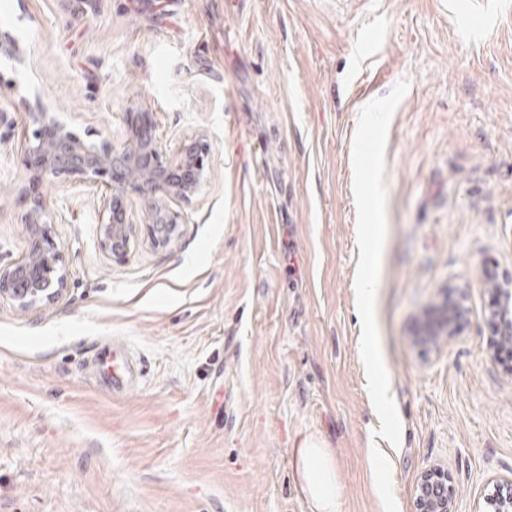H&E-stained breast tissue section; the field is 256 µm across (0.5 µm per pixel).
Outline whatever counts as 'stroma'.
I'll list each match as a JSON object with an SVG mask.
<instances>
[{"instance_id": "35a3bbf8", "label": "stroma", "mask_w": 512, "mask_h": 512, "mask_svg": "<svg viewBox=\"0 0 512 512\" xmlns=\"http://www.w3.org/2000/svg\"><path fill=\"white\" fill-rule=\"evenodd\" d=\"M28 61L0 56V264L57 214V302L0 298V512H310L300 448L333 456L340 512H412L438 463L457 512L512 478V362L486 353L482 268L512 274V0H0ZM120 143L153 113L209 180L158 252L147 207L122 263L103 186L33 183L29 115ZM377 340L357 284L375 239ZM466 288L439 354L414 314ZM140 369L116 396L93 358ZM468 321L467 289L445 284L435 299L414 315L408 337L422 356L439 353L462 335Z\"/></svg>"}]
</instances>
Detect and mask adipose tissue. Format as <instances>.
<instances>
[{
    "mask_svg": "<svg viewBox=\"0 0 512 512\" xmlns=\"http://www.w3.org/2000/svg\"><path fill=\"white\" fill-rule=\"evenodd\" d=\"M298 469L312 512H339L335 469L328 449L314 444L300 449Z\"/></svg>",
    "mask_w": 512,
    "mask_h": 512,
    "instance_id": "ef3b65f1",
    "label": "adipose tissue"
}]
</instances>
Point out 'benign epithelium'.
<instances>
[{
	"label": "benign epithelium",
	"instance_id": "obj_1",
	"mask_svg": "<svg viewBox=\"0 0 512 512\" xmlns=\"http://www.w3.org/2000/svg\"><path fill=\"white\" fill-rule=\"evenodd\" d=\"M0 53L25 62V51L11 30L0 27ZM127 139L119 144L77 135L58 112L29 113L31 134L25 141V162L33 179L80 180L106 187L103 209L107 220L98 226V245L112 262L125 261L135 245L136 231L126 211V200L139 195L147 203V238L157 251L171 248L182 236L187 217L162 197L187 200L208 181L207 146L194 141L170 152L156 135L153 113L127 112ZM54 210L41 197L33 199L24 216L30 244L17 260L0 267V297L18 309L57 302L68 287L62 252L51 234ZM480 283L499 296L491 308L489 357L512 345V276L481 272ZM469 321L467 289L445 284L435 299L414 315L409 340L423 356L438 353L460 337ZM455 488L448 470L432 465L418 476L414 512H455ZM486 512H512V478L493 484L485 498Z\"/></svg>",
	"mask_w": 512,
	"mask_h": 512
}]
</instances>
